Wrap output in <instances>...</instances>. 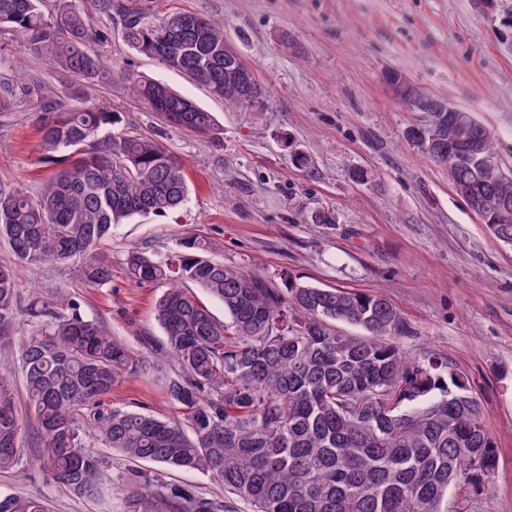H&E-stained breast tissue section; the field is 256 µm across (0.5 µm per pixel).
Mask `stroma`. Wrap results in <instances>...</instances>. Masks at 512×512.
Instances as JSON below:
<instances>
[{"mask_svg":"<svg viewBox=\"0 0 512 512\" xmlns=\"http://www.w3.org/2000/svg\"><path fill=\"white\" fill-rule=\"evenodd\" d=\"M148 18L172 10L206 14L228 36L266 91L271 109L242 112L156 60L131 52L118 18L81 0L104 40L92 50L104 65L92 87L30 55L22 38L0 29V90L12 111L0 112V188L36 193L55 165L43 158L44 108L95 106L121 116L120 130L165 143L187 173L190 193L176 212L136 216L95 249L112 280L87 287L79 263L18 267V315L0 363L10 365L26 339L32 301L50 309L67 294L82 316L104 322L113 337L140 352L144 336L161 337L155 301L162 289L138 285L125 271L128 248L159 258L188 236L204 239L209 258L289 283L380 293L402 313L408 358L435 354L464 375L498 448L491 486L471 491L468 512H512V247L496 241L447 169L405 138L426 113L400 103L383 80L401 72L429 93L471 112L512 169V38L500 11L476 0H129ZM163 82L213 112L220 136L177 131L135 99L120 70ZM310 163L297 168L291 151ZM364 168L372 182L353 183ZM328 209L335 223L311 215ZM22 424L18 465L0 471V493L41 499L47 512H126L134 478L197 486L224 500L222 485L196 471L168 472L131 463L106 448L90 419L84 441L106 460L101 492L75 494L39 461L40 443L18 371L8 375ZM102 408L175 417L179 409L151 375L113 386Z\"/></svg>","mask_w":512,"mask_h":512,"instance_id":"stroma-1","label":"stroma"}]
</instances>
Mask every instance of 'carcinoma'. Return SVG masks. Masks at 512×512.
I'll list each match as a JSON object with an SVG mask.
<instances>
[{
    "mask_svg": "<svg viewBox=\"0 0 512 512\" xmlns=\"http://www.w3.org/2000/svg\"><path fill=\"white\" fill-rule=\"evenodd\" d=\"M123 18L130 50L201 84L243 112H266L258 80L240 98L224 90V56L239 53L224 26L191 11L154 21L118 0H94ZM0 0V26L27 42L33 56L76 77L99 76L90 48L101 37L75 5L56 0ZM130 92L178 130L218 134L212 113L166 84L123 74ZM409 109L431 112L434 143L408 142L448 168L455 189L492 235L512 246V173L474 116L427 93L397 71L386 75ZM117 112H66L50 105L42 146L70 164L55 171L38 195L0 190V242L26 265L83 262V280L100 287L112 266L94 256L114 225L136 215L164 216L187 201L183 164L159 140L117 133ZM196 238L163 259L127 251L125 269L138 284L163 283L155 317L163 334L140 342L138 357L101 322L32 301L31 330L18 367L42 447V466L56 482L92 496L105 460L86 446L80 418L93 411L104 444L129 462L213 477L249 512H448V489L490 483L496 447L466 378L428 354L410 360L397 339L409 333L400 310L379 294L291 283L199 253ZM224 305L217 319L191 290ZM20 284L0 265V339L14 335ZM341 322L365 336H338ZM172 359L169 398L182 418L94 407L124 375L159 369L152 355ZM21 424L12 392L0 377V469L20 460ZM130 512H224V503L196 487L144 480L130 491ZM0 512H46L35 497L0 494Z\"/></svg>",
    "mask_w": 512,
    "mask_h": 512,
    "instance_id": "obj_1",
    "label": "carcinoma"
}]
</instances>
